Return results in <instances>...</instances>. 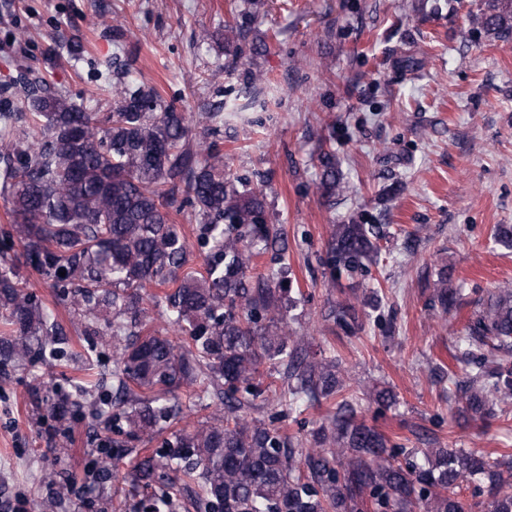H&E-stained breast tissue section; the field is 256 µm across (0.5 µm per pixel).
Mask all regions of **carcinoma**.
I'll return each mask as SVG.
<instances>
[{
	"mask_svg": "<svg viewBox=\"0 0 512 512\" xmlns=\"http://www.w3.org/2000/svg\"><path fill=\"white\" fill-rule=\"evenodd\" d=\"M476 20L512 38V0H480ZM64 49L79 55L82 44L54 38L45 53ZM23 102L29 123L20 132L13 113L0 111V191L11 214L0 236V364L55 359L66 344L63 325L8 256L18 243L82 334L112 340V459L137 456L125 479L150 491L136 512H364L367 504L373 512H512V455L392 442L343 394L339 356L311 352L290 327L288 238L273 222L265 182L226 172L222 113L198 114L196 141L187 113L143 83L112 84L110 112L39 82ZM316 167L323 197L348 190L333 150L320 149ZM187 208L197 219L193 244L175 222ZM381 238L378 224H335L321 263L333 279L367 273ZM264 257L277 272L258 270ZM427 287L445 313L460 301L444 269ZM473 305L457 337L463 373L448 371V400L486 422L512 401V288ZM155 314L179 342L142 334ZM326 319L347 335L362 327L346 300ZM275 372L277 410L248 418L269 405ZM181 389L200 406L219 395L222 407L177 430ZM324 405L326 418L307 437L277 426ZM157 438L161 447L140 455L137 444ZM481 482L487 504L478 500Z\"/></svg>",
	"mask_w": 512,
	"mask_h": 512,
	"instance_id": "obj_1",
	"label": "carcinoma"
}]
</instances>
